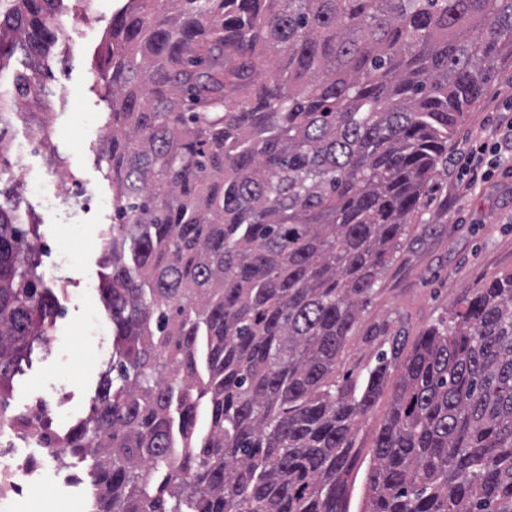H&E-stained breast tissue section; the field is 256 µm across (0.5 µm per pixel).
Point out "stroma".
I'll list each match as a JSON object with an SVG mask.
<instances>
[{
	"label": "stroma",
	"mask_w": 512,
	"mask_h": 512,
	"mask_svg": "<svg viewBox=\"0 0 512 512\" xmlns=\"http://www.w3.org/2000/svg\"><path fill=\"white\" fill-rule=\"evenodd\" d=\"M125 2L93 0L85 12L77 0H68L65 13L76 18L85 36L77 43H56L47 59L52 125L62 126L77 116L82 119L78 139L50 138L56 154L67 159L91 197L89 208L70 221L73 229L105 232L112 223V174L101 141L109 109L96 72L101 42ZM509 107L512 60L496 69L483 96L459 125L446 165L430 182L401 247L340 353L337 375L374 364L379 353L390 350L392 344L411 349L426 327L452 312L473 288L512 270V165L497 166L488 179L477 182L465 171L468 154L475 146L489 143L501 110ZM27 164L30 178L41 180L43 189L21 191L20 210L43 219L37 244L40 270L60 313L49 343L35 347L15 375L9 410L19 413L24 405L45 402L51 430L61 437L72 425L89 418L100 375L112 358V321L100 293L108 269L101 263L105 245L100 238L85 237L69 252L58 251L61 227L43 216V198L56 190L52 168L41 150L30 155ZM390 402V393H383L358 426L360 459L352 512H360L363 506L364 474ZM88 472V461L79 457L68 458L65 467L51 470L27 492L35 512H66L74 497L87 496Z\"/></svg>",
	"instance_id": "35a3bbf8"
}]
</instances>
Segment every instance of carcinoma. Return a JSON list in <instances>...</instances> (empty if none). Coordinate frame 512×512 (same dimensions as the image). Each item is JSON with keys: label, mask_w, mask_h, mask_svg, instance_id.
<instances>
[{"label": "carcinoma", "mask_w": 512, "mask_h": 512, "mask_svg": "<svg viewBox=\"0 0 512 512\" xmlns=\"http://www.w3.org/2000/svg\"><path fill=\"white\" fill-rule=\"evenodd\" d=\"M63 0L0 8V175L50 110ZM512 59V0H128L110 106L113 351L58 437L7 414L58 315L0 188V424L91 457V512H348L359 422L401 364L365 512H512V271L336 379L464 113Z\"/></svg>", "instance_id": "carcinoma-1"}]
</instances>
